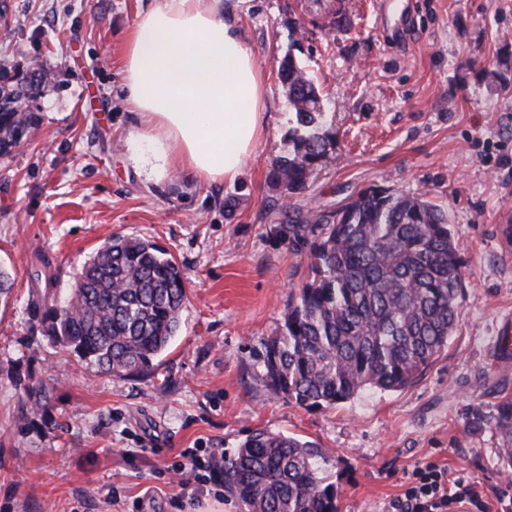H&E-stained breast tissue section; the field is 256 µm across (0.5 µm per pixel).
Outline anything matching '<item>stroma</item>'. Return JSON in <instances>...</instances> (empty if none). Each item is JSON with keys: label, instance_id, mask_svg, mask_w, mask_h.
Here are the masks:
<instances>
[{"label": "stroma", "instance_id": "35a3bbf8", "mask_svg": "<svg viewBox=\"0 0 512 512\" xmlns=\"http://www.w3.org/2000/svg\"><path fill=\"white\" fill-rule=\"evenodd\" d=\"M148 0H0V61L49 84L28 103L35 136L0 156V512H241L176 472L183 452L232 454L256 429L330 454L338 512H386L433 462L474 482L490 512L512 495L492 425L512 396L494 364L512 317V0H245L243 37L268 74L269 117L231 183L187 171L146 180L127 135L121 52ZM345 27H337L339 14ZM292 56L318 80L336 144L297 202L333 210L371 186L448 211L463 288L447 347L401 391L307 410L273 396L253 359L281 324L307 261L279 246L283 199L267 180L296 121L278 76ZM238 206L226 215L224 200ZM167 250L187 277L180 329L154 374L116 377L41 336L33 294L66 296L113 235ZM46 388L48 410L28 406Z\"/></svg>", "mask_w": 512, "mask_h": 512}]
</instances>
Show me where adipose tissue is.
<instances>
[{
	"label": "adipose tissue",
	"instance_id": "adipose-tissue-1",
	"mask_svg": "<svg viewBox=\"0 0 512 512\" xmlns=\"http://www.w3.org/2000/svg\"><path fill=\"white\" fill-rule=\"evenodd\" d=\"M243 0H152L126 33L123 81L138 117L135 161L235 181L265 129V72L238 25Z\"/></svg>",
	"mask_w": 512,
	"mask_h": 512
}]
</instances>
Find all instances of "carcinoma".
<instances>
[{"label":"carcinoma","mask_w":512,"mask_h":512,"mask_svg":"<svg viewBox=\"0 0 512 512\" xmlns=\"http://www.w3.org/2000/svg\"><path fill=\"white\" fill-rule=\"evenodd\" d=\"M298 129L288 154L268 172L288 200L273 238L307 258L308 279L288 302L283 323L255 354L276 396L305 409L336 407L365 390L400 391L448 346L459 316L460 262L448 213L423 194L370 187L346 204L308 217L294 199L333 149L321 89L288 55L279 63ZM46 72L18 79L0 64V155L38 126L20 103ZM186 276L154 243L114 235L75 274L60 299L44 293L29 306L42 335L114 376L144 377L179 328ZM492 424L500 461L512 467V397ZM329 453L298 437L257 429L224 457V489L242 512H338L336 485L324 476Z\"/></svg>","instance_id":"obj_1"}]
</instances>
